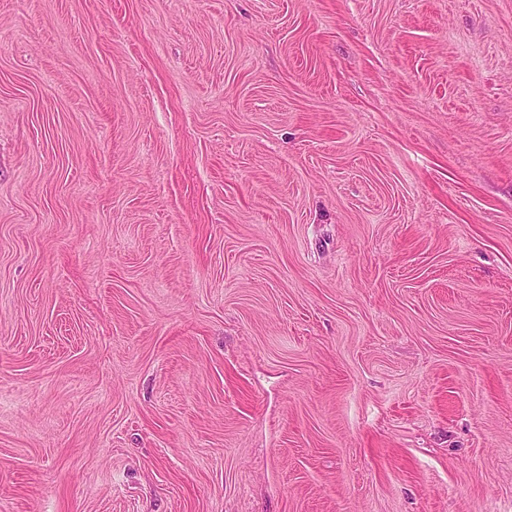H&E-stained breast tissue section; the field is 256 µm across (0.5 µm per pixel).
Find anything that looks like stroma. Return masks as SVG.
<instances>
[{"label": "stroma", "mask_w": 512, "mask_h": 512, "mask_svg": "<svg viewBox=\"0 0 512 512\" xmlns=\"http://www.w3.org/2000/svg\"><path fill=\"white\" fill-rule=\"evenodd\" d=\"M0 512H512V0H0Z\"/></svg>", "instance_id": "35a3bbf8"}]
</instances>
